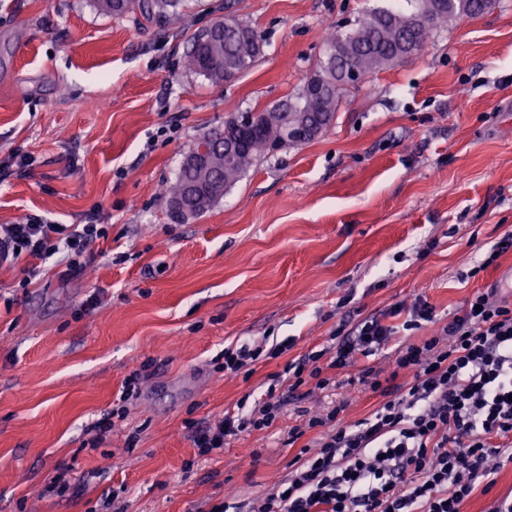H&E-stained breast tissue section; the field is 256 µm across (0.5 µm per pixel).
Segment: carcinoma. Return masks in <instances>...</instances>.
Here are the masks:
<instances>
[{
	"mask_svg": "<svg viewBox=\"0 0 512 512\" xmlns=\"http://www.w3.org/2000/svg\"><path fill=\"white\" fill-rule=\"evenodd\" d=\"M100 8L117 16L132 15L147 22H171L179 17L180 0H97ZM407 7H377L359 17L354 27L334 29L326 39V45L336 47L339 42L350 46L352 56L346 64L360 65L361 77L400 61L404 47L410 46L420 53L429 42L432 33L448 23V19L461 16H477L483 13L481 0H440L441 7L430 17L421 16L424 0H405ZM263 53V37L252 24L235 18L219 19L197 34L183 57L184 67L213 81L230 78L250 68ZM344 66L328 61L320 62L309 78L325 84L324 94L311 98L306 87L296 96L283 102L286 114L272 119L268 109L252 112L251 139L242 150L220 149L211 156V171L185 169L163 192L165 199L182 193L191 183L209 185V178L223 180L221 190L208 196L213 205L224 196V190L235 184L257 161L286 145L299 143L288 134L300 114H310L315 123L314 136L328 131L343 98L358 84L343 76Z\"/></svg>",
	"mask_w": 512,
	"mask_h": 512,
	"instance_id": "cac0c4a2",
	"label": "carcinoma"
}]
</instances>
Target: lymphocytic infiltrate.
<instances>
[{
  "mask_svg": "<svg viewBox=\"0 0 512 512\" xmlns=\"http://www.w3.org/2000/svg\"><path fill=\"white\" fill-rule=\"evenodd\" d=\"M106 235L104 225L90 221L2 224L0 265H21L26 286L47 262L60 266L61 277H75L93 260L91 245ZM495 294L492 288L477 293L442 335L398 350L396 367L412 371L410 383L385 385L373 368L361 369L359 383L383 398L369 417L345 422L339 404L291 428L292 443L319 427L324 435L316 451L301 449L288 477L251 512H463L478 487L493 484L499 465L512 464L505 444L512 439V302ZM434 319L419 297L362 320L338 342L328 366H319L314 353L289 362L288 390L309 379L327 389L333 380L325 368L355 366L399 330ZM283 404L276 384H269L250 413L228 411L196 427L193 444L207 454L238 433L270 428Z\"/></svg>",
  "mask_w": 512,
  "mask_h": 512,
  "instance_id": "1",
  "label": "lymphocytic infiltrate"
}]
</instances>
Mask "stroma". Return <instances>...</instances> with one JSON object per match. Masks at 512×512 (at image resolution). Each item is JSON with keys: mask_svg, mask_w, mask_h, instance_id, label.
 Segmentation results:
<instances>
[{"mask_svg": "<svg viewBox=\"0 0 512 512\" xmlns=\"http://www.w3.org/2000/svg\"><path fill=\"white\" fill-rule=\"evenodd\" d=\"M389 3L184 0L164 27L96 0H0V162L30 161L0 169V225L94 212L108 231L79 277L48 263L23 288L0 268V512H98L108 497L116 512H250L315 437L289 443L291 428L342 400L346 421L368 417L382 398L359 369L388 378L396 348L438 335L512 265V251L481 265L512 231V0L372 73L327 132L262 159L196 218L172 220L160 196L201 135L298 92L327 26ZM227 11L257 26L264 52L215 83L182 58ZM419 296L434 322L199 455L188 422L253 409L288 361L334 356L341 326ZM245 340L264 356L225 375V347ZM138 368V398L120 402ZM120 405L122 425L99 431ZM64 469L69 491L50 492Z\"/></svg>", "mask_w": 512, "mask_h": 512, "instance_id": "35a3bbf8", "label": "stroma"}]
</instances>
